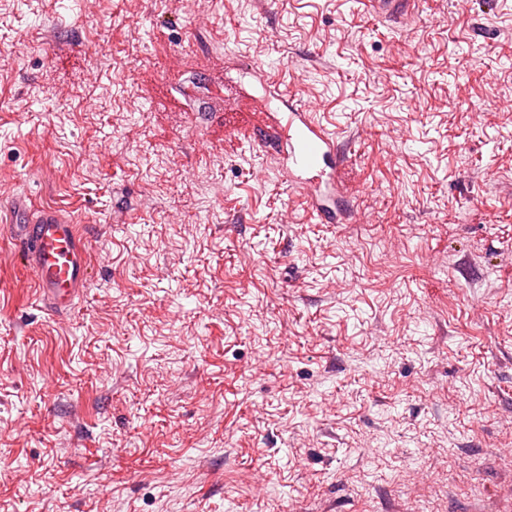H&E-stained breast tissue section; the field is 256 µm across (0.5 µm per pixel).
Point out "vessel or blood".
<instances>
[{"label": "vessel or blood", "instance_id": "vessel-or-blood-1", "mask_svg": "<svg viewBox=\"0 0 512 512\" xmlns=\"http://www.w3.org/2000/svg\"><path fill=\"white\" fill-rule=\"evenodd\" d=\"M366 10L380 18L397 19L414 8V0H364ZM253 87L265 101L255 129L263 146L272 148L278 168L296 186L311 212L326 224L344 216L347 154L334 132L315 117L310 106L277 89L258 65L244 66ZM5 222L18 245L25 268L32 272L40 301L49 310L69 313L90 280L91 259L77 224L60 210L33 205L15 196Z\"/></svg>", "mask_w": 512, "mask_h": 512}]
</instances>
